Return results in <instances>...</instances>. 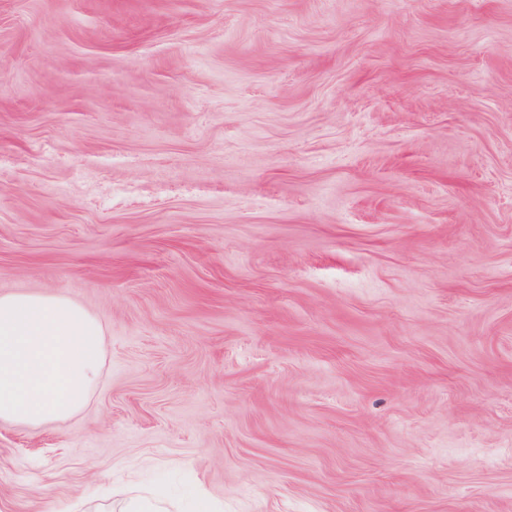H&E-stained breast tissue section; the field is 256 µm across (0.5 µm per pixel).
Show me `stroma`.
I'll use <instances>...</instances> for the list:
<instances>
[{
  "mask_svg": "<svg viewBox=\"0 0 512 512\" xmlns=\"http://www.w3.org/2000/svg\"><path fill=\"white\" fill-rule=\"evenodd\" d=\"M101 323L0 512H512V0H0V294ZM112 496L118 498L119 512H158L163 511L161 502L158 499L141 495H132L128 491L116 488Z\"/></svg>",
  "mask_w": 512,
  "mask_h": 512,
  "instance_id": "stroma-1",
  "label": "stroma"
}]
</instances>
